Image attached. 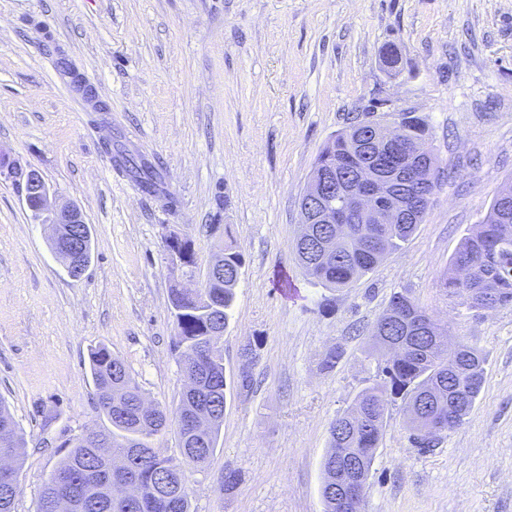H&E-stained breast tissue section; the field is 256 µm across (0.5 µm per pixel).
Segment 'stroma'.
Masks as SVG:
<instances>
[{
	"instance_id": "stroma-1",
	"label": "stroma",
	"mask_w": 512,
	"mask_h": 512,
	"mask_svg": "<svg viewBox=\"0 0 512 512\" xmlns=\"http://www.w3.org/2000/svg\"><path fill=\"white\" fill-rule=\"evenodd\" d=\"M368 111L423 117L444 175L410 239L332 291L294 251L299 200L324 145ZM0 148L76 205L92 239L71 277L0 178V400L28 440L15 512H35L65 440L107 426L91 348L175 414L172 232L192 242L197 277L222 242L243 257L220 339L224 422L210 461L186 469L191 512H324L329 427L381 380L364 350L397 292L479 349L485 378L428 450L402 402L390 406L364 512H512V306L471 311L441 286L512 182V0H0ZM129 154L152 165L160 195L128 174Z\"/></svg>"
}]
</instances>
